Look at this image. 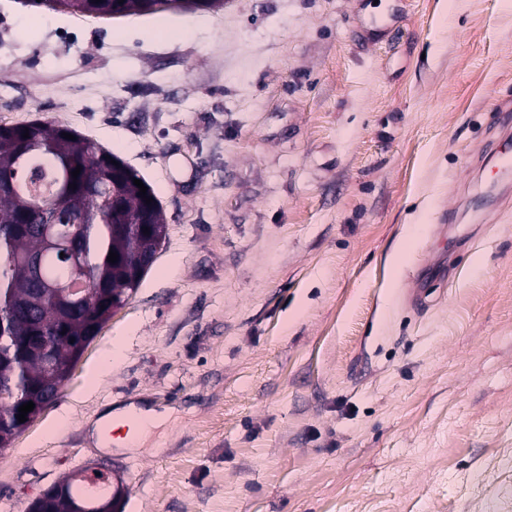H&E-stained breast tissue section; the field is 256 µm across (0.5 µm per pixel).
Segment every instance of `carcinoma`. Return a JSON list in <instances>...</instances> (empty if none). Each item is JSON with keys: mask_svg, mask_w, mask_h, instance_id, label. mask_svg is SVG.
I'll list each match as a JSON object with an SVG mask.
<instances>
[{"mask_svg": "<svg viewBox=\"0 0 512 512\" xmlns=\"http://www.w3.org/2000/svg\"><path fill=\"white\" fill-rule=\"evenodd\" d=\"M181 0H31L52 11L94 17L164 14L183 10ZM29 137H23V133ZM71 134L75 139L64 138ZM80 174L72 176L75 169ZM139 175L122 159L76 130L32 120L0 126V450L23 424L16 407L54 402L74 362L102 325L136 292L137 270L155 259L166 238L162 205L152 187L140 195ZM76 188H70V185ZM152 199L146 203V199ZM149 232H143V228ZM77 241L75 270L92 291L88 304H65L49 281L66 279L69 266L47 254V231ZM118 260L109 262V252ZM42 336H57L52 357L34 352ZM77 474L62 482L40 512H101L106 495L88 499Z\"/></svg>", "mask_w": 512, "mask_h": 512, "instance_id": "carcinoma-1", "label": "carcinoma"}]
</instances>
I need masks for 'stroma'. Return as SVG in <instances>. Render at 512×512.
Masks as SVG:
<instances>
[{
    "label": "stroma",
    "instance_id": "obj_1",
    "mask_svg": "<svg viewBox=\"0 0 512 512\" xmlns=\"http://www.w3.org/2000/svg\"><path fill=\"white\" fill-rule=\"evenodd\" d=\"M163 19L195 32L0 0V126L76 129L166 218L137 291L0 451V512L86 467L122 481L124 512H501L512 202L469 197L512 190L482 163L512 99V0H228ZM131 402L170 418L95 450L91 423Z\"/></svg>",
    "mask_w": 512,
    "mask_h": 512
}]
</instances>
